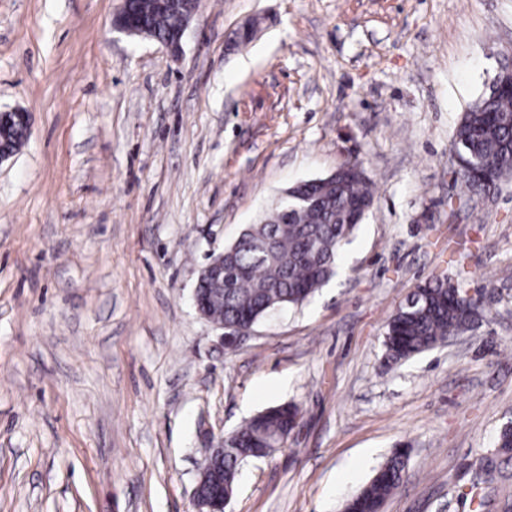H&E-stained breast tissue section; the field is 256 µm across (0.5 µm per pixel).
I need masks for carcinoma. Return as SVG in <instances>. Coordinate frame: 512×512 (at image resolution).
<instances>
[{
	"mask_svg": "<svg viewBox=\"0 0 512 512\" xmlns=\"http://www.w3.org/2000/svg\"><path fill=\"white\" fill-rule=\"evenodd\" d=\"M131 14L137 27L149 37L172 38L190 22L189 12L162 10L156 0H132ZM457 151L484 169L492 185L512 173V95L480 96L462 116L455 131ZM297 195L313 194L322 201L317 212H309L291 200L297 209L289 215L292 229L279 230L283 205L277 204L257 224L248 225L238 243L224 257V283L208 280L207 292L213 319L226 325L258 322L274 310L300 306L335 274L341 243L355 232L357 216L372 207L374 183L365 172L353 173L335 182L297 184ZM463 294L444 282L420 287L417 305L402 304L387 324L384 345L397 363L434 348L466 326L458 306ZM299 409L284 404L258 413L237 430L224 449V486L235 489L242 466L252 456H240L239 447L266 446L285 433ZM478 483L465 496L472 512L489 506L485 485L495 480L498 464L486 459ZM406 473V459L396 453L375 473L364 489L347 502L345 512H376L399 487Z\"/></svg>",
	"mask_w": 512,
	"mask_h": 512,
	"instance_id": "obj_1",
	"label": "carcinoma"
}]
</instances>
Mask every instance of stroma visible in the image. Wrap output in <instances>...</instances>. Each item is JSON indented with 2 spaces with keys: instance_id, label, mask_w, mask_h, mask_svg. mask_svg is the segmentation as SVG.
<instances>
[{
  "instance_id": "35a3bbf8",
  "label": "stroma",
  "mask_w": 512,
  "mask_h": 512,
  "mask_svg": "<svg viewBox=\"0 0 512 512\" xmlns=\"http://www.w3.org/2000/svg\"><path fill=\"white\" fill-rule=\"evenodd\" d=\"M120 6L0 0V111L31 114L0 163V512H194L202 431L283 404L229 512H343L402 447L382 512H470L512 416V178L465 192L454 134L512 69V0H202L176 56L114 31ZM349 159L376 193L335 275L220 346L199 271ZM436 280L481 319L389 361Z\"/></svg>"
}]
</instances>
